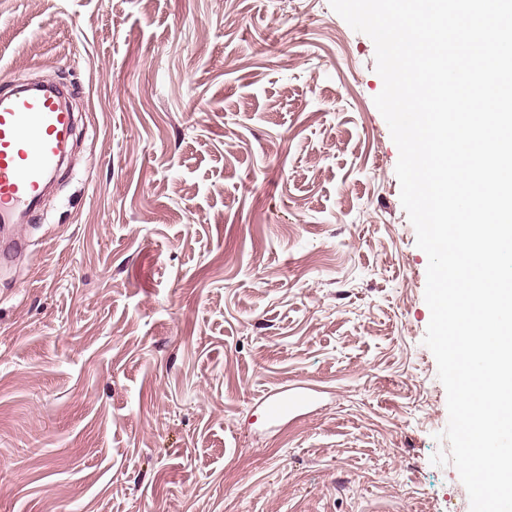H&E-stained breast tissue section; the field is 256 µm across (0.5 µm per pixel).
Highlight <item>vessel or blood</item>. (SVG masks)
<instances>
[{"mask_svg": "<svg viewBox=\"0 0 512 512\" xmlns=\"http://www.w3.org/2000/svg\"><path fill=\"white\" fill-rule=\"evenodd\" d=\"M75 116L62 95L14 83L0 90V259L23 245L20 218L32 215L71 147ZM318 396L295 386L259 399L270 421L293 419Z\"/></svg>", "mask_w": 512, "mask_h": 512, "instance_id": "1", "label": "vessel or blood"}]
</instances>
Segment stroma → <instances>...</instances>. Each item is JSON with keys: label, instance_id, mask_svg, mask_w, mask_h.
I'll return each mask as SVG.
<instances>
[{"label": "stroma", "instance_id": "stroma-1", "mask_svg": "<svg viewBox=\"0 0 512 512\" xmlns=\"http://www.w3.org/2000/svg\"><path fill=\"white\" fill-rule=\"evenodd\" d=\"M375 66L329 0H0V86L79 116L0 267V512H470ZM318 391L311 387L295 386L268 393L259 399L270 421H290L306 406L313 404Z\"/></svg>", "mask_w": 512, "mask_h": 512}]
</instances>
